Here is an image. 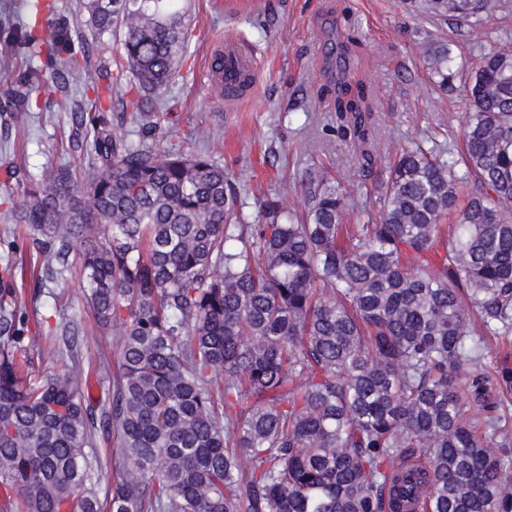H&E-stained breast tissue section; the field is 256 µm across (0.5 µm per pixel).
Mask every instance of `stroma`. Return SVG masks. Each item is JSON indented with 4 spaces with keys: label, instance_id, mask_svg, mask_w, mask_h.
I'll return each instance as SVG.
<instances>
[{
    "label": "stroma",
    "instance_id": "stroma-1",
    "mask_svg": "<svg viewBox=\"0 0 512 512\" xmlns=\"http://www.w3.org/2000/svg\"><path fill=\"white\" fill-rule=\"evenodd\" d=\"M497 2L489 27L471 28L412 15L403 0H237L233 8L227 0H191L192 40L178 78L155 103V135L170 146L193 144L241 184L260 185V195L244 197L246 223H263L264 198L302 213L321 178L339 184L349 205L360 208L375 183L362 171L360 146L338 129L333 95L320 92L326 82L322 66L328 30L339 29L355 41L351 67L372 94L369 150L380 169L402 147L432 133L448 146L459 143L468 111L465 87L458 80L452 92L434 88L421 33L447 40L457 64L470 67L487 41L488 28L497 29L500 41L512 42V0ZM31 5L32 0H0V94L13 86L18 72L44 66V57L11 44L3 21L8 13L29 19ZM54 15L81 31L92 46V73L115 70L122 55L119 36L86 29L82 0H55ZM227 38L251 55L258 73L253 95L231 109L202 79ZM31 99L34 108L17 113L10 126L0 125V231L11 224L8 206L21 201L5 178L6 167L36 174L92 160L90 146L74 147L70 115L58 108L50 87L33 91ZM23 301L31 330L60 320L88 328L78 369L84 392L99 395L102 381L95 366L101 355H113L117 335L93 332L80 277L61 290H27Z\"/></svg>",
    "mask_w": 512,
    "mask_h": 512
}]
</instances>
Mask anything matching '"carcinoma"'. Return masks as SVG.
Wrapping results in <instances>:
<instances>
[{
  "label": "carcinoma",
  "instance_id": "carcinoma-1",
  "mask_svg": "<svg viewBox=\"0 0 512 512\" xmlns=\"http://www.w3.org/2000/svg\"><path fill=\"white\" fill-rule=\"evenodd\" d=\"M407 10L481 27L489 0H405ZM121 32L130 96L106 87L132 144L70 98L90 78L68 24L41 43L61 107L95 161L22 174L19 240L0 255V512H512V50L469 72L457 152L435 138L376 175L367 221L326 179L291 216L261 203L209 156L154 137L150 95L174 82L190 40L186 0H88ZM324 60L344 134L362 140L366 85L330 32ZM427 56L448 89L447 43ZM35 287L85 279L97 326L118 330L107 398L85 397L75 321L45 336L35 377L18 260ZM120 465L99 496L98 439Z\"/></svg>",
  "mask_w": 512,
  "mask_h": 512
}]
</instances>
